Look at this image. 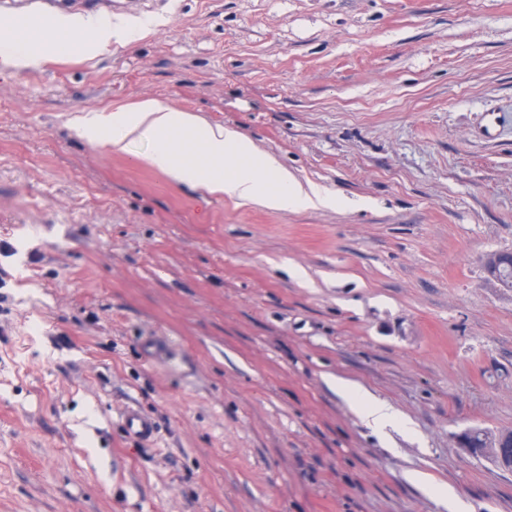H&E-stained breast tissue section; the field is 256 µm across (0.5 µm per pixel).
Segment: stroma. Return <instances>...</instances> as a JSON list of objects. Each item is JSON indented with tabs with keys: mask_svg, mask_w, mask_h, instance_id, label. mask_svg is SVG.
Listing matches in <instances>:
<instances>
[{
	"mask_svg": "<svg viewBox=\"0 0 512 512\" xmlns=\"http://www.w3.org/2000/svg\"><path fill=\"white\" fill-rule=\"evenodd\" d=\"M113 14L155 25L92 60L0 58V512H448L438 487L512 512V471L457 441L512 427V288L485 267L512 251V0ZM145 98L335 207L212 195L80 137ZM337 376L396 422L368 428ZM122 427L128 438L139 443L152 442L157 435L153 418L136 406H128L120 415Z\"/></svg>",
	"mask_w": 512,
	"mask_h": 512,
	"instance_id": "1",
	"label": "stroma"
}]
</instances>
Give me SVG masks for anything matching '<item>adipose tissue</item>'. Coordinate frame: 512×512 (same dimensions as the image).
Returning <instances> with one entry per match:
<instances>
[{"mask_svg": "<svg viewBox=\"0 0 512 512\" xmlns=\"http://www.w3.org/2000/svg\"><path fill=\"white\" fill-rule=\"evenodd\" d=\"M146 27L143 20L61 13L37 21L35 29L12 30L11 42L20 52V61L37 65L44 57L29 53L32 39L54 47L70 46L77 55L93 58L112 44L133 43ZM80 132L89 145L111 155L126 154L135 143L148 144L151 150L143 157L147 166L211 194L274 211L328 206L333 201L326 191L302 183L280 168L272 156L239 131L152 98L118 112L87 115ZM336 386L357 396V412L367 425L383 429L393 423L395 413L387 403L362 393L348 379L337 378Z\"/></svg>", "mask_w": 512, "mask_h": 512, "instance_id": "1", "label": "adipose tissue"}]
</instances>
